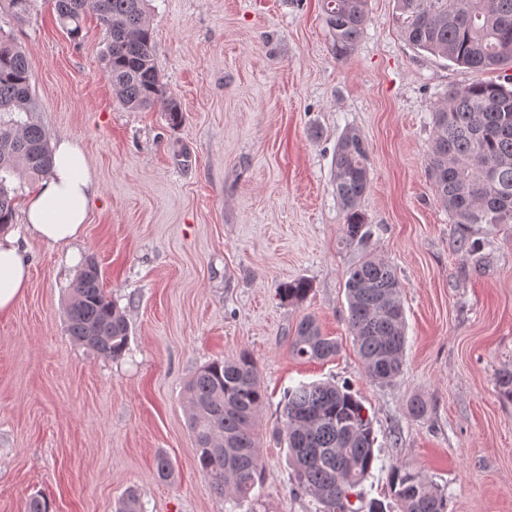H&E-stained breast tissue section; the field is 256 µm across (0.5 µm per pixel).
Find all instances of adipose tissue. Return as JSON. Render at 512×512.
I'll use <instances>...</instances> for the list:
<instances>
[{
  "label": "adipose tissue",
  "mask_w": 512,
  "mask_h": 512,
  "mask_svg": "<svg viewBox=\"0 0 512 512\" xmlns=\"http://www.w3.org/2000/svg\"><path fill=\"white\" fill-rule=\"evenodd\" d=\"M97 196L79 146L59 141L52 174L27 194L24 217L29 232L39 240L59 243L77 239ZM29 282V269L10 227L0 228V312L10 310Z\"/></svg>",
  "instance_id": "adipose-tissue-1"
}]
</instances>
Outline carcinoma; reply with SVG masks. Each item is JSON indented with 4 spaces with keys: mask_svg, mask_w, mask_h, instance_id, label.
Wrapping results in <instances>:
<instances>
[{
    "mask_svg": "<svg viewBox=\"0 0 512 512\" xmlns=\"http://www.w3.org/2000/svg\"><path fill=\"white\" fill-rule=\"evenodd\" d=\"M147 0H55L61 26L81 37L86 11L106 31L103 61L120 104L138 112L160 102L173 124L183 118L180 103L154 63ZM35 0H0L13 21L32 18ZM336 55L351 53L368 17V0H323ZM396 23L415 49L476 71L512 66V0H397ZM31 67L25 49L0 33V225L13 223L17 196L14 177L47 175L53 165L46 132L27 118L35 111ZM428 172L434 192L462 231L460 248L479 253L484 242L471 239L485 224H512V74L501 82H475L448 89L432 112ZM370 185V151L357 130L336 144L333 186L344 214V239L362 242L369 224L360 208ZM348 323L369 378L390 383L400 373L406 345L402 284L389 264L370 255L352 265L345 282ZM305 279L279 288L288 302L304 300ZM69 336L98 355L117 359L127 349L126 315L101 285L98 264L87 259L67 305ZM294 356L323 360L336 355L335 340L312 316L304 317L290 342ZM189 427L196 464L211 489L227 501H246L260 483L263 465L254 426L265 392L253 358L246 352L200 367L186 386ZM282 436L296 487L320 512H363L348 506V495L363 500L358 487L371 475L372 420L346 386L300 383L281 402ZM393 503L371 500L368 512H448V495L433 480L406 468L389 472Z\"/></svg>",
    "mask_w": 512,
    "mask_h": 512,
    "instance_id": "1",
    "label": "carcinoma"
}]
</instances>
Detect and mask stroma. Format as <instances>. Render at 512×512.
I'll list each match as a JSON object with an SVG mask.
<instances>
[{"label": "stroma", "mask_w": 512, "mask_h": 512, "mask_svg": "<svg viewBox=\"0 0 512 512\" xmlns=\"http://www.w3.org/2000/svg\"><path fill=\"white\" fill-rule=\"evenodd\" d=\"M397 0H369L354 51L338 58L322 0H147L155 64L181 103L130 112L103 69L106 33L86 14L79 39L52 0L29 23L0 18L26 48L50 141L77 143L98 195L70 243L12 229L28 286L0 313V512H113L136 491L142 512H229L196 464L183 390L206 363L248 352L266 393L256 426L262 481L236 512H316L296 490L277 430L289 387L348 384L373 420L378 466L366 497L388 500V470L422 473L448 512H512V401L496 377L512 369V224L476 230L481 266L427 175L432 113L453 86L495 81L411 47ZM369 144L360 206L372 236L344 246L332 158L346 130ZM402 284L406 349L388 384L365 374L348 325L346 272L364 252ZM125 312L128 348L103 358L74 343L66 306L83 261ZM303 278L301 302L279 287ZM314 316L339 351L295 358L289 341ZM422 398L425 415L408 404ZM167 455L170 479L155 472Z\"/></svg>", "instance_id": "35a3bbf8"}]
</instances>
